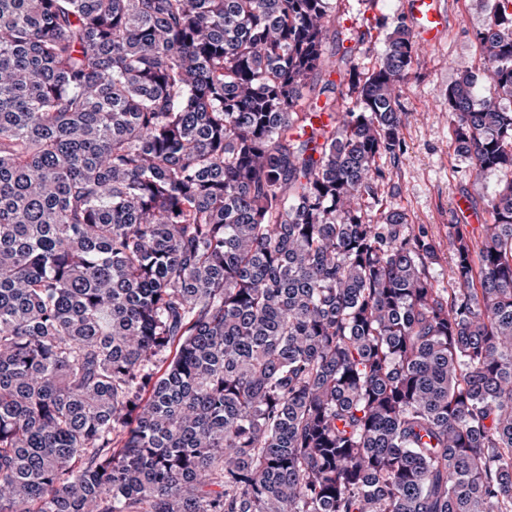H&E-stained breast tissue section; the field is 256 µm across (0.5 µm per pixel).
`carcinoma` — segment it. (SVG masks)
Listing matches in <instances>:
<instances>
[{"instance_id": "1", "label": "carcinoma", "mask_w": 512, "mask_h": 512, "mask_svg": "<svg viewBox=\"0 0 512 512\" xmlns=\"http://www.w3.org/2000/svg\"><path fill=\"white\" fill-rule=\"evenodd\" d=\"M337 4L0 0V512H512V0L446 93L503 174L448 288L364 208L412 26L360 70Z\"/></svg>"}]
</instances>
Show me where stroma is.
I'll list each match as a JSON object with an SVG mask.
<instances>
[{
	"mask_svg": "<svg viewBox=\"0 0 512 512\" xmlns=\"http://www.w3.org/2000/svg\"><path fill=\"white\" fill-rule=\"evenodd\" d=\"M493 3L444 0L448 29L437 43L420 45L419 63L398 92L406 114L407 151L390 181L377 189L385 206L405 211L411 223L427 228L440 251L433 276L441 288L448 287L451 278L448 227L458 221L456 198H469L476 210H484L501 179L497 173L476 176L469 160L456 152L445 98L461 73L478 70L480 51L474 33L485 25Z\"/></svg>",
	"mask_w": 512,
	"mask_h": 512,
	"instance_id": "1",
	"label": "stroma"
}]
</instances>
